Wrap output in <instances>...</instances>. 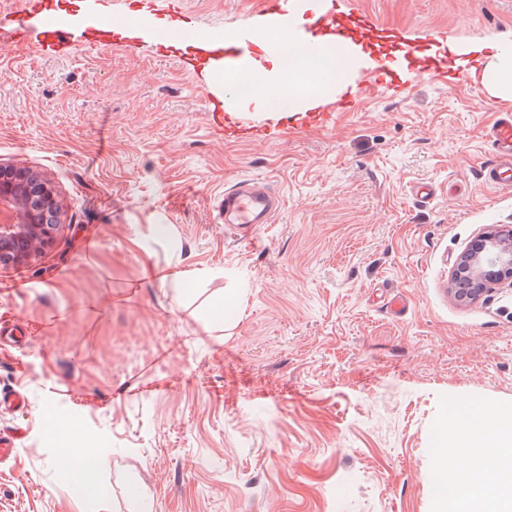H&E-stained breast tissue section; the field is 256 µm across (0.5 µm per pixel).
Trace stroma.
<instances>
[{
    "instance_id": "obj_1",
    "label": "stroma",
    "mask_w": 512,
    "mask_h": 512,
    "mask_svg": "<svg viewBox=\"0 0 512 512\" xmlns=\"http://www.w3.org/2000/svg\"><path fill=\"white\" fill-rule=\"evenodd\" d=\"M219 35L258 23L252 0H188ZM380 20L440 32L475 77L403 79L317 122L225 140L208 125L212 79L163 55L167 0L147 32L69 56L36 42V15L0 0V163L37 173L59 204L54 244L0 264V512H438L435 443L453 402L512 405V281L460 301V255L512 229V190L486 184L485 137L512 98L493 49L512 45V0H354ZM239 177L284 200L251 243L220 224ZM433 184L425 200L414 188ZM166 233H158V225ZM180 272L197 273L177 291ZM233 299L223 325L212 303ZM51 407L105 458L108 499L83 503L48 466Z\"/></svg>"
}]
</instances>
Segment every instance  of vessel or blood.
Masks as SVG:
<instances>
[{"label":"vessel or blood","instance_id":"b4317fda","mask_svg":"<svg viewBox=\"0 0 512 512\" xmlns=\"http://www.w3.org/2000/svg\"><path fill=\"white\" fill-rule=\"evenodd\" d=\"M257 4L264 27L250 35L224 33L206 36L192 26H175L173 44L185 45L193 50L192 56L184 62L186 70L195 73L212 66L223 75L254 65L259 58L258 44L270 29L289 33L291 41L296 44L319 37L340 48L355 45L370 50L373 64L365 85L371 90L398 88L400 77L394 65L396 57H403L418 75L430 79L441 74L447 61L445 55L431 49L432 43L438 39L436 33L417 34L381 22L349 2L341 7L334 6L309 14L301 29L288 22V0H257ZM23 5L36 9L40 14V33L33 46L34 51L68 55L72 41L57 22L63 0H23ZM131 25V20L114 17L111 12L105 11L94 18L83 39L93 49L109 47L126 38ZM235 94V89L228 85L223 94H212L204 99V110L210 126L230 138L244 133L243 126L225 103L226 98ZM486 136L493 146L495 161L485 167L483 178L497 188L511 189L512 114H500L488 128ZM282 205V199L272 194L263 182L242 179L225 188L219 209L225 223L234 225L239 241L248 243L256 238L261 225L273 223Z\"/></svg>","mask_w":512,"mask_h":512}]
</instances>
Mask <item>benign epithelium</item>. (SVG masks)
<instances>
[{
	"instance_id": "obj_1",
	"label": "benign epithelium",
	"mask_w": 512,
	"mask_h": 512,
	"mask_svg": "<svg viewBox=\"0 0 512 512\" xmlns=\"http://www.w3.org/2000/svg\"><path fill=\"white\" fill-rule=\"evenodd\" d=\"M23 198L29 223L0 224V263H24L35 251L51 247L61 225L55 220V200L46 183L37 175L0 163V202L14 196ZM487 272L483 287L489 288L512 277V234L498 237L482 234L460 258L455 273Z\"/></svg>"
}]
</instances>
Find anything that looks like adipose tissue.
<instances>
[{"label": "adipose tissue", "mask_w": 512, "mask_h": 512, "mask_svg": "<svg viewBox=\"0 0 512 512\" xmlns=\"http://www.w3.org/2000/svg\"><path fill=\"white\" fill-rule=\"evenodd\" d=\"M281 45L282 52L270 59V69L242 70V77L248 80L246 101L277 110H295L311 101L318 89L319 75L341 72L347 62L332 45L304 47L287 38L282 39ZM452 448L477 468L494 471L495 479L488 484L448 481V451ZM437 456L436 477L445 486L439 494L440 501H454L461 512L472 507L477 512H512V410L498 411L491 419L486 406L469 400L455 402L448 425L441 432ZM103 463L99 454L85 448L77 429L63 426L49 464L57 474L69 470L78 474L75 491L82 501L101 502L108 498V487L97 478Z\"/></svg>", "instance_id": "ef3b65f1"}]
</instances>
